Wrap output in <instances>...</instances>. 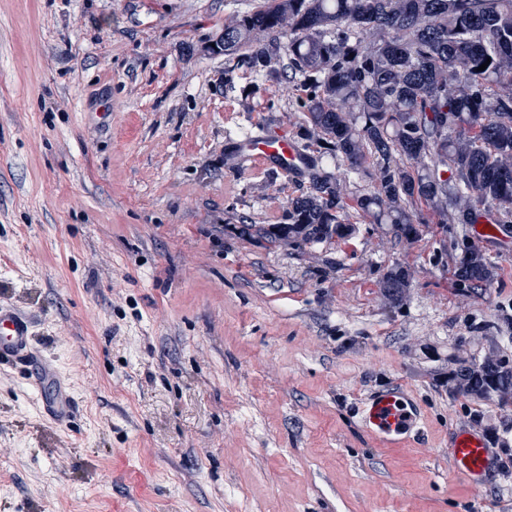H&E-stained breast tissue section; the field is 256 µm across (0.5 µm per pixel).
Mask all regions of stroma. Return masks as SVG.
I'll return each instance as SVG.
<instances>
[{"label":"stroma","instance_id":"35a3bbf8","mask_svg":"<svg viewBox=\"0 0 512 512\" xmlns=\"http://www.w3.org/2000/svg\"><path fill=\"white\" fill-rule=\"evenodd\" d=\"M260 3L0 0V304L78 402L54 424L0 362V512H512V399L448 389L458 360L512 354V237L354 212L322 244L243 233L307 185L229 160L304 123L287 59L259 76L212 49ZM466 234L496 267L468 291ZM385 386L424 422L400 447L359 416ZM459 427L493 450L481 487L452 473ZM411 282V273L409 269L394 265L386 270L382 280V288L385 296L398 301L406 288H409Z\"/></svg>","mask_w":512,"mask_h":512}]
</instances>
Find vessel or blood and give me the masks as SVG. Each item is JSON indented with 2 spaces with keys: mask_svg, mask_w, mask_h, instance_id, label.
Returning <instances> with one entry per match:
<instances>
[{
  "mask_svg": "<svg viewBox=\"0 0 512 512\" xmlns=\"http://www.w3.org/2000/svg\"><path fill=\"white\" fill-rule=\"evenodd\" d=\"M234 152L249 162L274 165L295 174L302 173L304 159L296 146L284 137L263 133L237 138ZM31 320L15 308L0 305V361L31 359ZM33 362L32 377L37 386L49 387L51 395L44 403L47 416L54 422H66L73 408L69 389L50 365ZM366 431L389 447L403 445L415 436L423 423L411 398L398 388L390 387L366 396L360 409ZM450 460L454 473L471 483H479L491 465L485 438L466 428L457 429L450 442Z\"/></svg>",
  "mask_w": 512,
  "mask_h": 512,
  "instance_id": "obj_1",
  "label": "vessel or blood"
}]
</instances>
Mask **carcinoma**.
I'll return each mask as SVG.
<instances>
[{
  "label": "carcinoma",
  "mask_w": 512,
  "mask_h": 512,
  "mask_svg": "<svg viewBox=\"0 0 512 512\" xmlns=\"http://www.w3.org/2000/svg\"><path fill=\"white\" fill-rule=\"evenodd\" d=\"M370 31L377 40H366ZM284 35L305 112L301 138L355 172L372 165L375 185L350 197L307 155L308 186L288 201V223L259 233L298 246L345 239L351 210L405 240L418 236L424 210L443 224H512V0H264L224 27L216 46L245 49L243 63L267 73ZM468 239L457 245L463 289L495 276ZM410 282L409 269L394 265L383 292L397 301ZM448 383L511 395L512 357L462 360Z\"/></svg>",
  "instance_id": "carcinoma-1"
}]
</instances>
